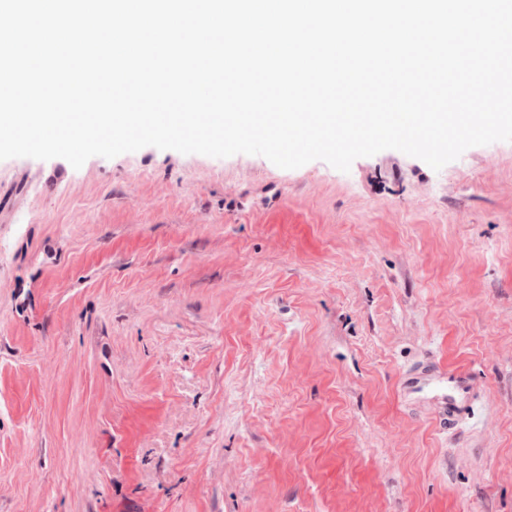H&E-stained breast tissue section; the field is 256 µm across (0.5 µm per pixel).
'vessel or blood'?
Segmentation results:
<instances>
[{
  "instance_id": "obj_1",
  "label": "vessel or blood",
  "mask_w": 512,
  "mask_h": 512,
  "mask_svg": "<svg viewBox=\"0 0 512 512\" xmlns=\"http://www.w3.org/2000/svg\"><path fill=\"white\" fill-rule=\"evenodd\" d=\"M400 392L407 402L427 404L437 427L456 434L477 394L474 377L459 369L447 370L425 362L405 373Z\"/></svg>"
}]
</instances>
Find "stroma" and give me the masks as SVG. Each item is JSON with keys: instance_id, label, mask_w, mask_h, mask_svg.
Instances as JSON below:
<instances>
[{"instance_id": "stroma-1", "label": "stroma", "mask_w": 512, "mask_h": 512, "mask_svg": "<svg viewBox=\"0 0 512 512\" xmlns=\"http://www.w3.org/2000/svg\"><path fill=\"white\" fill-rule=\"evenodd\" d=\"M55 165L0 161V512H512V142ZM400 392L406 402L431 407L434 421L442 432L454 435L466 420L477 395L474 377L463 370L424 362L405 373Z\"/></svg>"}]
</instances>
